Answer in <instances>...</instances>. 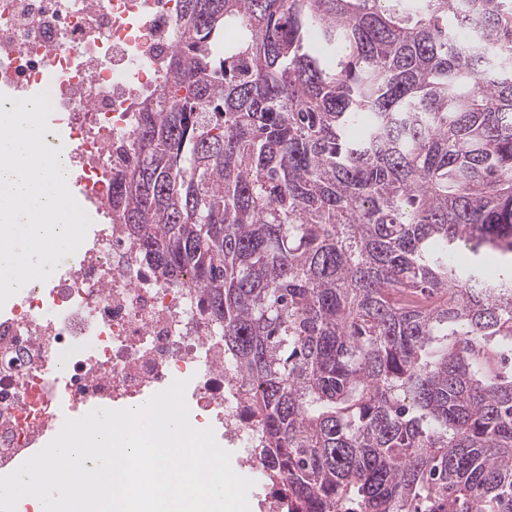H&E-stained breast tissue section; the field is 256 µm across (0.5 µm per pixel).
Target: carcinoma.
<instances>
[{"instance_id": "cac0c4a2", "label": "carcinoma", "mask_w": 512, "mask_h": 512, "mask_svg": "<svg viewBox=\"0 0 512 512\" xmlns=\"http://www.w3.org/2000/svg\"><path fill=\"white\" fill-rule=\"evenodd\" d=\"M179 22L107 214L202 290L282 512H512V0Z\"/></svg>"}]
</instances>
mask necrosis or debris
Instances as JSON below:
<instances>
[{
	"label": "necrosis or debris",
	"instance_id": "necrosis-or-debris-1",
	"mask_svg": "<svg viewBox=\"0 0 512 512\" xmlns=\"http://www.w3.org/2000/svg\"><path fill=\"white\" fill-rule=\"evenodd\" d=\"M178 12L179 0H0V90L50 88L69 129L60 151L92 201L134 140L141 95L162 82ZM176 380L241 463L265 469L261 425L200 289L155 277L120 225H96L58 275L0 308V472L58 434L63 410L148 398Z\"/></svg>",
	"mask_w": 512,
	"mask_h": 512
}]
</instances>
